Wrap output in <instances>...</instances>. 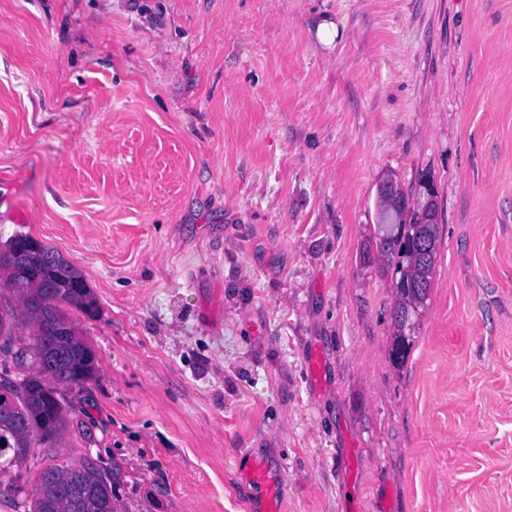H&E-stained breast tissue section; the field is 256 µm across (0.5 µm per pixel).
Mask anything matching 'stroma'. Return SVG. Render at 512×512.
<instances>
[{
    "instance_id": "1",
    "label": "stroma",
    "mask_w": 512,
    "mask_h": 512,
    "mask_svg": "<svg viewBox=\"0 0 512 512\" xmlns=\"http://www.w3.org/2000/svg\"><path fill=\"white\" fill-rule=\"evenodd\" d=\"M386 172L437 189L400 367ZM17 233L96 301L119 512H251L255 458L282 512H512V0H0ZM243 482L264 502L266 512L281 511L280 498L283 496L279 474L268 462L255 461L245 474Z\"/></svg>"
}]
</instances>
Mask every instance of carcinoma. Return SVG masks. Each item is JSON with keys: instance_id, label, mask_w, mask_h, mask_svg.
Returning <instances> with one entry per match:
<instances>
[{"instance_id": "obj_1", "label": "carcinoma", "mask_w": 512, "mask_h": 512, "mask_svg": "<svg viewBox=\"0 0 512 512\" xmlns=\"http://www.w3.org/2000/svg\"><path fill=\"white\" fill-rule=\"evenodd\" d=\"M380 255L396 262L392 283L398 316L420 286H434L439 230L416 226L415 214L393 213L392 223L376 224ZM90 312V289L55 249L29 234L14 235L0 247V501L12 512H118L107 468L53 464L29 480V458L50 450L76 420L65 394L83 390L95 371L94 354L64 311ZM27 335L15 332L17 325Z\"/></svg>"}]
</instances>
